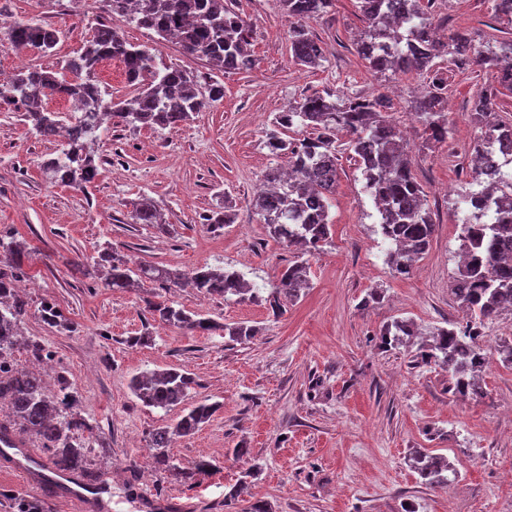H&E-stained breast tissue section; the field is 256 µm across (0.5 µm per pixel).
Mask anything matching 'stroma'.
Masks as SVG:
<instances>
[{
    "label": "stroma",
    "instance_id": "35a3bbf8",
    "mask_svg": "<svg viewBox=\"0 0 512 512\" xmlns=\"http://www.w3.org/2000/svg\"><path fill=\"white\" fill-rule=\"evenodd\" d=\"M233 6L254 29L256 62L248 71L218 69L175 40L121 23L125 38L149 48L157 66L221 82L224 99L173 128L103 125L92 142L102 166L87 190L53 184L41 167L62 151L63 138L46 140L19 113L0 112V231L14 232L33 253V287L26 293L32 312L22 331L53 352V367L66 371L81 395L83 416L111 450L88 459L109 474L104 512H147L148 500L156 512H231L224 494L253 462L262 470L250 491L274 512H402L407 502L417 512H512V367L491 358L481 394L459 398L449 391L447 369L414 362L415 344L379 346L380 330L393 319L410 318L427 335L465 317L449 282L469 212L461 201L472 180L465 156L481 134L469 112L492 75L437 58L448 73V138L433 145L411 108L422 79L380 78L357 54V0H334L328 14L310 21L324 49L325 63L317 69L291 62L292 20L278 0H234ZM31 17L61 29V40L48 53L0 47V78L25 67L60 70L98 24L112 21L101 0H0V25ZM434 22L483 44L505 38L492 0H442ZM325 92L382 94L393 105L391 116L412 149L413 171L435 223L429 251L409 274H395L385 261L380 217L346 149L350 137L340 131L331 236L310 258L304 296L281 314L190 288L113 290L88 276V265L108 243L138 265L184 273L204 264L225 266L256 284L275 283L294 252L268 236L252 206L264 172L278 163L264 140L276 113ZM145 197L169 233L133 223L132 204ZM227 201L233 223H206ZM375 288L382 300L366 303ZM153 296L221 323L256 326L257 334L233 342L157 325L151 345L128 346V337L142 332L145 301ZM46 299L74 322L73 332H57L38 319L35 310ZM169 368L193 374L189 403L221 405L198 432L171 447L176 465L214 464L192 489L154 471L148 458L150 432L172 412L144 406L129 388L133 376ZM243 441L250 449L246 460L233 454ZM416 448L448 456L457 477L443 487L421 485L407 462Z\"/></svg>",
    "mask_w": 512,
    "mask_h": 512
}]
</instances>
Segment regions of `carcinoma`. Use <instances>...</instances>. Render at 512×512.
<instances>
[{
    "instance_id": "1",
    "label": "carcinoma",
    "mask_w": 512,
    "mask_h": 512,
    "mask_svg": "<svg viewBox=\"0 0 512 512\" xmlns=\"http://www.w3.org/2000/svg\"><path fill=\"white\" fill-rule=\"evenodd\" d=\"M288 17L296 22L288 29L291 59L295 65L316 68L323 50L307 22L327 14L333 0H280ZM112 24L96 27L81 52L66 61L61 75L42 69H22L0 85V109L23 113L24 120L39 136L58 135L63 124L59 114L43 107L49 97L71 98L81 105L82 115L70 125L72 134L61 154L42 162L51 182L86 189L99 174L93 152L85 139L100 127L97 117L107 115L150 128H171L189 121L209 103L224 99V85L206 84V96L199 97L196 76L177 67L155 65L149 49L129 42L119 23H134L166 40L175 37L183 49L205 58L226 71L250 69L255 59L248 51L253 28L242 14L224 5V0H106ZM434 0H358L364 23L354 44L358 55L375 74L386 77L407 74L430 76L426 91L412 108L425 121L427 139L441 143L448 138L444 101L448 78L434 68L433 61L448 54L492 73L494 82L475 94L469 117L482 130L470 154L469 169L474 184L486 153L494 148L512 163V123L493 120V102L501 90H512V41L497 47L474 43L467 33L450 34L440 42L425 36L433 23ZM494 16L512 27V0H494ZM63 32L36 18L18 20L8 26L0 45L32 48L42 53L52 50ZM413 36L417 45L403 49L400 42ZM119 59L129 83L138 93L124 100L112 99L96 79L99 64ZM386 97L358 93L332 96L314 93L279 112L273 119L275 130L267 134L265 146L277 158H285L291 176L272 167L264 181L274 185L259 192L253 207L270 237L300 248L297 259L288 264L277 283L265 290L245 286L232 269L201 265L188 273L152 265L130 266V261L104 248L93 261V269L107 270L106 285L112 289L179 288L188 283L206 296L262 302L278 312L284 303L298 301L310 283V267L304 256L312 254L329 239V207L336 193L338 149L336 131L351 134L350 150L362 170L366 187L381 204V233L399 245L386 252L387 263L399 275L410 273L412 263L430 248L435 224L427 204V194L418 182L407 157L402 133L389 115ZM294 127L308 130L302 139H285L280 131ZM470 206L463 221L461 252L466 262L452 277L450 292L466 313L464 326L441 327L431 341L419 344V364H435L448 369L455 395L478 394L480 374L492 353L512 366V342L489 347L480 331L484 321L505 312L512 313V173L500 172L487 192L471 191L462 197ZM135 224H152L167 230L160 214L146 199L133 203ZM28 253L14 240L0 234V430H10L25 442L37 444L38 451L57 469L74 473L94 489H107V472L87 464L85 449L98 444L97 427L80 412V395L66 372L57 373L54 388L43 375L24 369L13 353L23 338L21 323L28 315V301L16 293V284L27 276ZM41 321L58 331L72 330L71 323L52 302L43 301L37 309ZM153 322L209 336L221 332L232 341L248 340L256 328L245 322L220 323L205 315L176 307L169 301H147ZM417 335L408 319L396 318L379 333V346L395 348ZM196 385L193 374L175 368L154 370L131 378L129 388L143 404L170 411L183 404ZM221 408L218 402H200L182 408L170 423L149 434V450L156 470L172 472L180 482L193 486L208 475L213 464L200 459L188 467L173 464L170 455L177 437L195 434ZM408 463L421 484L446 486L456 470L448 457L426 448L414 449ZM260 467L253 464L243 479L224 494V501L242 505L241 512H272L263 501H254L250 479Z\"/></svg>"
}]
</instances>
